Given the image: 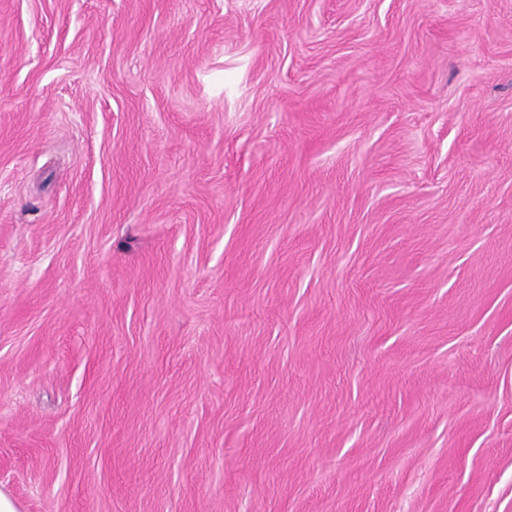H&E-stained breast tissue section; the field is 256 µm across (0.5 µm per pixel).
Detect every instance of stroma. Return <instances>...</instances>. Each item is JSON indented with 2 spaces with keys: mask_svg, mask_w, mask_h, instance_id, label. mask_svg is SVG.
I'll return each mask as SVG.
<instances>
[{
  "mask_svg": "<svg viewBox=\"0 0 512 512\" xmlns=\"http://www.w3.org/2000/svg\"><path fill=\"white\" fill-rule=\"evenodd\" d=\"M21 512H512V0H0Z\"/></svg>",
  "mask_w": 512,
  "mask_h": 512,
  "instance_id": "stroma-1",
  "label": "stroma"
}]
</instances>
